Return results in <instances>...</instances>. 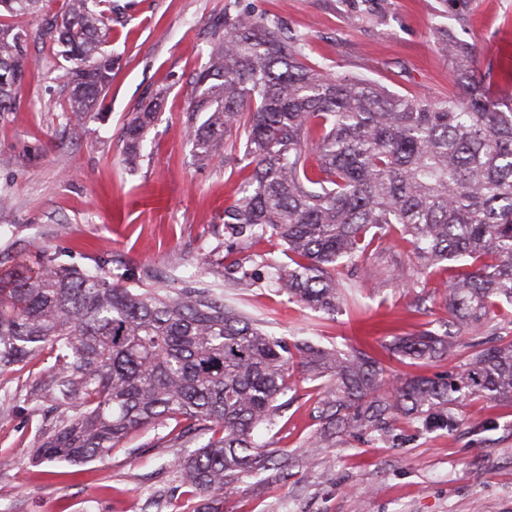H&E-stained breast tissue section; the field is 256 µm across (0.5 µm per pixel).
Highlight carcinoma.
<instances>
[{
	"label": "carcinoma",
	"instance_id": "1",
	"mask_svg": "<svg viewBox=\"0 0 512 512\" xmlns=\"http://www.w3.org/2000/svg\"><path fill=\"white\" fill-rule=\"evenodd\" d=\"M43 0H0L25 16ZM112 29V0H64L43 18L41 38L60 48L67 70V118L80 120L104 95L112 56L99 52ZM456 92L429 101L305 62L306 38L275 20L224 12L209 60L190 82L186 129L193 157L222 156L248 171L224 209V238L268 234L288 264L267 260L288 299L335 317L362 305L349 270L369 247L400 232L425 267L454 264L448 321L399 339L393 354L433 360L476 329L466 362L444 378L395 385L367 353L309 340L274 338L244 313L224 285L197 279L171 286L151 275H108L42 256L0 271V372L50 354L26 393L43 416L32 458L80 465L108 455L137 427L173 420L194 449L175 458L191 512H219L245 479L290 457L254 439L291 390L290 369L325 378L317 432L304 459L351 429L388 435L406 416L425 432L457 429L458 397L512 403V331L489 327L499 301L512 304V103L490 96L474 67L476 49L437 31ZM26 34L0 25V113L17 111L14 90L30 73ZM204 115L197 122L198 115ZM157 102L125 124L126 160L140 154ZM227 280L246 290L255 275L234 266Z\"/></svg>",
	"mask_w": 512,
	"mask_h": 512
}]
</instances>
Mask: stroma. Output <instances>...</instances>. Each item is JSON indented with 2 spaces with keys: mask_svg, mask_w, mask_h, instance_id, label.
Returning <instances> with one entry per match:
<instances>
[{
  "mask_svg": "<svg viewBox=\"0 0 512 512\" xmlns=\"http://www.w3.org/2000/svg\"><path fill=\"white\" fill-rule=\"evenodd\" d=\"M118 13L104 46L116 64L100 107L66 121L65 61L42 40L44 0L21 24L34 66L18 89L14 112L0 114V268L31 263L38 252L58 262L112 275L131 268L171 280H224L234 265L261 276L240 296L247 313L277 337H308L382 359L392 377H445L466 360L465 348L429 362L390 352L400 337L447 320L440 299L448 274L421 266L397 241L354 275L374 298L334 320L291 302L274 286L265 259L286 261L283 243L265 236L226 247L225 207L242 174L223 159L197 161L185 126V89L207 62L211 26L225 10L282 20L306 37L309 64L373 79L390 91L432 101L452 92L436 27L450 26L477 50L493 93L512 98V0H114ZM163 99L136 166L123 154L122 127L155 93ZM411 287H403V280ZM427 296L425 309L417 299ZM290 403L256 441L296 457L288 478L268 469L224 500V512H512V404L479 395L460 398L457 431L418 434L395 425L401 445L360 433L339 436L314 464L303 463L318 428V382L295 371ZM41 416L0 413V512H188L170 462L183 440L167 428L132 432L108 456L68 466L32 459Z\"/></svg>",
  "mask_w": 512,
  "mask_h": 512,
  "instance_id": "35a3bbf8",
  "label": "stroma"
}]
</instances>
